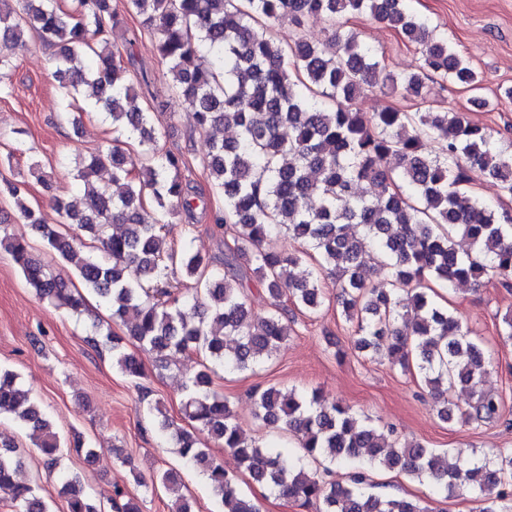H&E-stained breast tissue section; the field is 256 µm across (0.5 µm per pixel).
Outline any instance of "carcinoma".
<instances>
[{
    "mask_svg": "<svg viewBox=\"0 0 512 512\" xmlns=\"http://www.w3.org/2000/svg\"><path fill=\"white\" fill-rule=\"evenodd\" d=\"M125 12L155 34L156 48L176 94L193 112L196 128L235 127L230 141L212 139L205 161L211 192L224 198L214 223L230 241L224 267H217L185 241L164 251V225L192 218L193 201L182 175L180 153L160 147L153 115L167 104L138 103L132 58L112 50L110 33L121 23L110 0H0V40L25 48L31 41L54 49L52 77L88 107L103 106L113 138L106 148L78 162L80 197L55 201L58 221L47 223L25 201L26 188L5 180L0 193L15 204V223L25 230L0 235V249L20 268L37 296L78 311L83 296L48 272L32 255L39 238L59 257L76 262L81 288L99 296L127 336L167 367L173 352L203 353L210 364L185 383L180 426L156 402V430L173 442L187 465L199 470L224 512H260L243 495L234 476L214 461L207 441L222 445L249 478L279 496L317 512H428L410 498L368 491L369 471L398 470L429 481L449 494L465 490L485 504L480 512H512V452H458L455 462L420 443L391 448L374 425L359 423L348 405L326 404L315 389L298 393L269 386L255 392V416L273 430L294 433L300 454L285 457L270 445L243 436L224 394L213 389L220 367L253 369L288 338L286 302L310 314L321 310L325 275L336 277L338 304L352 325L353 348L381 353L393 366L416 368L442 422L480 425L500 416V401L483 390L488 361L459 318L435 300L434 286L458 282L481 285L485 277L512 286V216L479 200L468 188L478 171L512 196V149L495 144L486 128L460 112L432 107L414 112L385 108L367 114L356 100L368 88L399 92L425 101L430 83L440 80L476 89L478 74L446 38L405 9V0H123ZM357 16L370 17L421 46L422 62L412 72L386 70L382 57L347 28ZM288 22L301 29L325 24L328 37H303L282 45L273 28ZM212 56L199 63L202 52ZM16 64L0 56V96L12 93ZM141 147L139 165L129 166L128 141ZM112 171L121 192L108 195L93 178ZM374 185V195L364 186ZM157 214L146 220V205ZM363 227L360 236L348 226ZM113 226L120 232L107 234ZM284 232L288 252L269 247ZM470 240L461 253L453 234ZM92 240L101 254L78 257ZM315 266L296 277L294 268ZM384 283L365 276L369 261ZM191 281L194 292H181ZM263 287L271 308L258 315L248 305L252 283ZM234 337L233 343L225 337ZM91 345L110 346L113 365L131 382L146 377L141 362L125 352L123 338L96 330ZM471 394L465 409L451 407L450 393ZM9 414L29 431L45 464L56 466L60 439L38 403L10 370L0 368V415ZM350 462L349 483L311 471L318 461ZM18 455L0 448V492L18 512H50L34 488L18 480ZM144 487L162 486L171 512H192L178 475L166 471ZM67 512H100L79 488L61 476ZM117 512H139L134 499L117 488Z\"/></svg>",
    "mask_w": 512,
    "mask_h": 512,
    "instance_id": "1",
    "label": "carcinoma"
}]
</instances>
